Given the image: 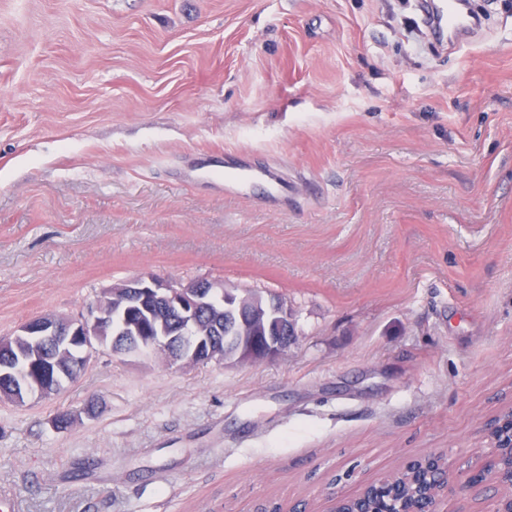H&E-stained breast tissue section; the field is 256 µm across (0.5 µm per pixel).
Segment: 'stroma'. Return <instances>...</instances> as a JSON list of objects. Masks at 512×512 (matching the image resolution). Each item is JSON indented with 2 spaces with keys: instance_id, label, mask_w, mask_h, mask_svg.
<instances>
[{
  "instance_id": "stroma-1",
  "label": "stroma",
  "mask_w": 512,
  "mask_h": 512,
  "mask_svg": "<svg viewBox=\"0 0 512 512\" xmlns=\"http://www.w3.org/2000/svg\"><path fill=\"white\" fill-rule=\"evenodd\" d=\"M485 2L443 49L405 36L415 0H0V337L148 272L279 294L298 332L253 365L104 348L0 403V493L328 512L441 455L448 512H472L512 393V0ZM235 151L287 198L225 196Z\"/></svg>"
}]
</instances>
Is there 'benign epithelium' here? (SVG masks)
<instances>
[{"label": "benign epithelium", "mask_w": 512, "mask_h": 512, "mask_svg": "<svg viewBox=\"0 0 512 512\" xmlns=\"http://www.w3.org/2000/svg\"><path fill=\"white\" fill-rule=\"evenodd\" d=\"M233 294L234 302L228 309L239 317L247 312L248 294H236L221 281L195 279L186 283H173L151 273H142L113 284L100 291L87 313L75 316L38 315L22 323L15 337L27 345L20 359L31 369L53 366L58 375V386L74 381L90 363L92 354L105 346L102 331L122 317L127 321L125 330L112 337L110 350L120 354L147 355L166 363L185 366L223 361L218 353L219 342L209 331L194 335L191 325L197 323L201 311L220 310L225 305L224 292ZM168 310L177 316L180 326L170 332H159L152 342L140 336L139 326L132 315L137 310ZM269 328L273 336L268 346L260 351L251 347L242 350L235 361L256 364L280 356L297 338L293 310L288 303L276 297L269 312ZM53 346L55 357L49 361L39 355L37 348ZM18 382L26 394L45 396L55 393L34 380H28L15 370L10 362H0V379ZM487 441V452L475 464L467 487L474 496H480L491 480L496 487L508 488L490 500L487 512H512V401L488 416L482 426Z\"/></svg>", "instance_id": "benign-epithelium-1"}]
</instances>
